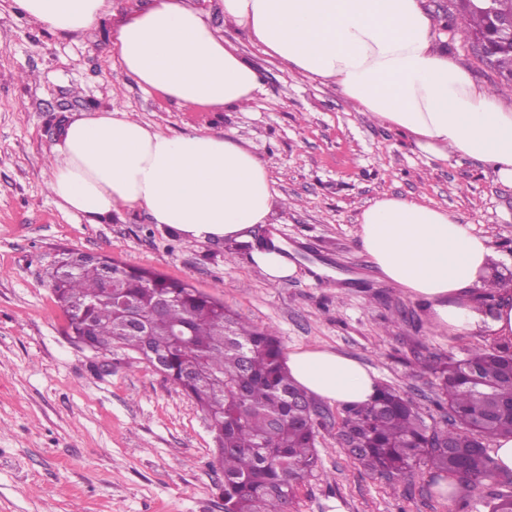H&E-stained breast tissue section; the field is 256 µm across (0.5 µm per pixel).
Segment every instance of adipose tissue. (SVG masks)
I'll use <instances>...</instances> for the list:
<instances>
[{
    "instance_id": "obj_1",
    "label": "adipose tissue",
    "mask_w": 512,
    "mask_h": 512,
    "mask_svg": "<svg viewBox=\"0 0 512 512\" xmlns=\"http://www.w3.org/2000/svg\"><path fill=\"white\" fill-rule=\"evenodd\" d=\"M14 5L50 29L79 32L112 0ZM224 14L264 54L410 133L428 158L472 157L512 185V107L439 47L421 0H224ZM111 41L125 75L182 106L237 109L262 86L261 73L186 0H150L114 27ZM52 159L50 192L91 224L119 206L143 208L188 239L248 243L274 204L267 166L244 145L220 132L166 134L117 108L66 123ZM358 224L379 277L426 302L438 330L456 336L487 326L512 339V295L487 318L474 294L493 256L487 237L446 209L390 195ZM287 367L306 393L340 406L369 403L379 391L374 369L330 349L290 352Z\"/></svg>"
}]
</instances>
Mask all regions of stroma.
I'll list each match as a JSON object with an SVG mask.
<instances>
[{
    "instance_id": "1",
    "label": "stroma",
    "mask_w": 512,
    "mask_h": 512,
    "mask_svg": "<svg viewBox=\"0 0 512 512\" xmlns=\"http://www.w3.org/2000/svg\"><path fill=\"white\" fill-rule=\"evenodd\" d=\"M203 10L263 85L243 109L180 106L143 91L111 54L117 15L143 0H112L90 29L58 33L0 0V512H224V474L195 402L124 349L99 357L74 347L46 271L66 248L107 254L223 300L284 351L315 346L354 357L407 392L426 422L443 426L431 372L439 359L499 344L490 329L448 336L426 303L380 280L358 237L361 211L382 195L448 209L488 238L491 266L512 273V186L481 162L428 159L413 138L359 111L332 85L302 78L255 47L225 18ZM459 0H424L452 58L476 83L500 78L444 17ZM109 106L169 134L218 131L269 168L277 196L253 244L272 241L297 266L269 283L248 246L190 241L147 210L125 208L90 224L59 208L46 184L51 149L69 119ZM335 418L319 428V476L298 487L291 512H486L484 491L454 502L427 467L382 477L338 442Z\"/></svg>"
}]
</instances>
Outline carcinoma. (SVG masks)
Wrapping results in <instances>:
<instances>
[{
  "mask_svg": "<svg viewBox=\"0 0 512 512\" xmlns=\"http://www.w3.org/2000/svg\"><path fill=\"white\" fill-rule=\"evenodd\" d=\"M454 25L503 78L496 91L512 92V38L499 33L477 0H460ZM106 266L121 294L144 314L159 299L169 300L166 314L148 319L147 335L123 331L104 292ZM47 281L68 315L71 337L82 340L84 349L104 355L118 346L151 366L154 357L145 345L166 355L161 373L214 420L224 512H289L296 487L319 470L322 410L293 400L299 388L284 366L275 331L252 326L185 283L105 255L92 260L70 252L53 264ZM182 327L185 346L175 340ZM436 373L450 428L428 425L408 394L384 386L371 403L340 407L339 436L357 449L358 463L380 476L423 464L488 489L489 512H512V492L505 490L512 480L498 478L487 448L512 436V346L475 348L441 363Z\"/></svg>",
  "mask_w": 512,
  "mask_h": 512,
  "instance_id": "obj_1",
  "label": "carcinoma"
}]
</instances>
